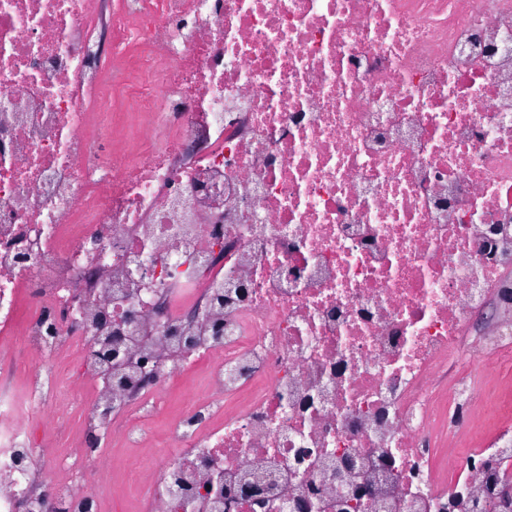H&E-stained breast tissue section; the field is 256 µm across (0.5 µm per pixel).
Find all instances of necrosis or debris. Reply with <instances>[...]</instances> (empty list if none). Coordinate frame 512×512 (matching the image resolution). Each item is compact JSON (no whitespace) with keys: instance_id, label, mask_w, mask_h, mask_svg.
Segmentation results:
<instances>
[{"instance_id":"necrosis-or-debris-1","label":"necrosis or debris","mask_w":512,"mask_h":512,"mask_svg":"<svg viewBox=\"0 0 512 512\" xmlns=\"http://www.w3.org/2000/svg\"><path fill=\"white\" fill-rule=\"evenodd\" d=\"M103 3L0 0V512H107V405L150 512H512V0Z\"/></svg>"}]
</instances>
